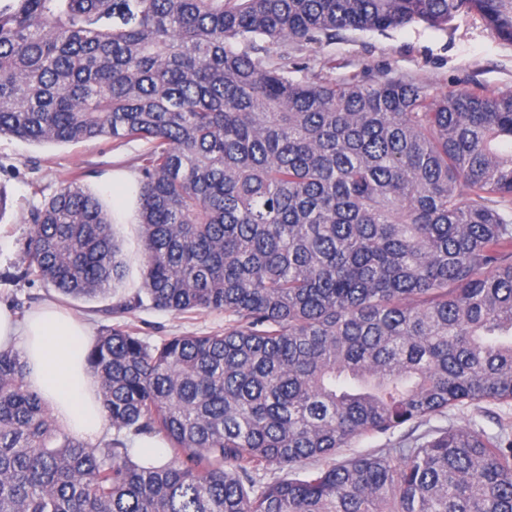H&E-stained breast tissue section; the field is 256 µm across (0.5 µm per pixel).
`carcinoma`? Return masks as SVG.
<instances>
[{
    "label": "carcinoma",
    "instance_id": "carcinoma-1",
    "mask_svg": "<svg viewBox=\"0 0 512 512\" xmlns=\"http://www.w3.org/2000/svg\"><path fill=\"white\" fill-rule=\"evenodd\" d=\"M460 14L512 43V0H0V136L148 144L143 288L110 313L143 293L224 312L155 345L101 330L87 363L116 434L94 445L0 350V512H512L509 433L414 435L512 401V93L295 79L273 50ZM28 223L19 278L123 282L92 192L70 181ZM144 436L166 461L130 454ZM403 431H396L390 438L383 435L361 437L352 442L350 448H343L339 458L344 459L360 454L374 452L378 448H385L390 442H394L400 438Z\"/></svg>",
    "mask_w": 512,
    "mask_h": 512
}]
</instances>
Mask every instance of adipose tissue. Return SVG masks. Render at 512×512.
<instances>
[{
    "label": "adipose tissue",
    "instance_id": "adipose-tissue-1",
    "mask_svg": "<svg viewBox=\"0 0 512 512\" xmlns=\"http://www.w3.org/2000/svg\"><path fill=\"white\" fill-rule=\"evenodd\" d=\"M90 332L85 323L49 303L24 320L0 308V349L20 351L26 381L71 434L101 436L105 414L86 355Z\"/></svg>",
    "mask_w": 512,
    "mask_h": 512
}]
</instances>
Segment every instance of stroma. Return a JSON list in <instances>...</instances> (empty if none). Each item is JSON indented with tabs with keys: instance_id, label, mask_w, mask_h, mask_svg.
<instances>
[{
	"instance_id": "obj_1",
	"label": "stroma",
	"mask_w": 512,
	"mask_h": 512,
	"mask_svg": "<svg viewBox=\"0 0 512 512\" xmlns=\"http://www.w3.org/2000/svg\"><path fill=\"white\" fill-rule=\"evenodd\" d=\"M284 49L297 79L370 82L385 74L419 83L433 95L459 88L512 92V44L470 17H456L445 28L413 22L384 32L346 31L333 40L288 43ZM146 148L141 140L118 147L101 139L38 145L0 136V189L7 196L6 209L0 214L1 305L16 302L28 313L51 301L84 320L94 334L116 324L109 307L117 296L132 294L142 286L137 222L113 227L126 261V277L116 293L75 300L41 282L15 280L14 275L24 261L23 243L31 231L27 222L31 209L41 207L62 183L74 178L81 187L97 194L103 206H110L106 187L113 171L135 172ZM133 323L149 343L156 344L174 334L203 335L222 329L224 315L205 311L183 316L146 304L136 311ZM451 423H475L490 434L511 432L512 402L455 410L430 418L423 428L430 431Z\"/></svg>"
}]
</instances>
